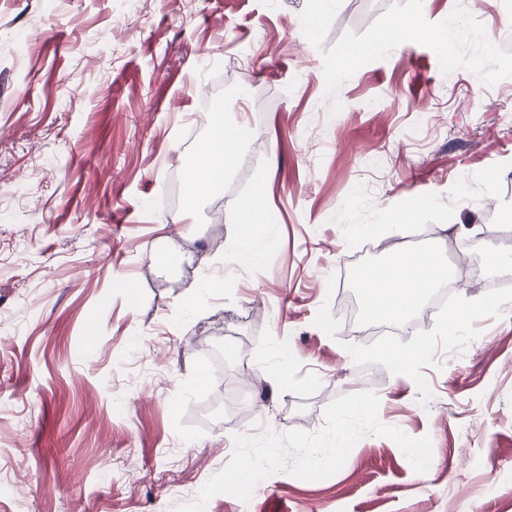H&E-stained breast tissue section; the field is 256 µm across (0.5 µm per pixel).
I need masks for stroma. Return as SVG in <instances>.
Instances as JSON below:
<instances>
[{
  "label": "stroma",
  "instance_id": "obj_1",
  "mask_svg": "<svg viewBox=\"0 0 512 512\" xmlns=\"http://www.w3.org/2000/svg\"><path fill=\"white\" fill-rule=\"evenodd\" d=\"M391 2L343 0L322 49ZM459 3L512 51V0H423L424 17ZM305 4L0 0V512H173L227 464L234 434L316 431L363 390L384 424L430 437L426 473L366 435L329 478L277 472L205 512H512V275L483 268L395 335L344 314L363 297L356 270L388 251H431L455 282L478 241L500 245L512 78L443 75L406 42L343 83L330 115ZM203 82L248 138L223 193L189 214L172 179L208 134ZM257 193L267 221L249 264L235 238ZM402 210L412 232L395 227ZM161 252L177 266L157 272ZM206 275L222 292L196 294ZM228 392L262 419L225 418Z\"/></svg>",
  "mask_w": 512,
  "mask_h": 512
}]
</instances>
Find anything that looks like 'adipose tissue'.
Instances as JSON below:
<instances>
[{
  "instance_id": "adipose-tissue-1",
  "label": "adipose tissue",
  "mask_w": 512,
  "mask_h": 512,
  "mask_svg": "<svg viewBox=\"0 0 512 512\" xmlns=\"http://www.w3.org/2000/svg\"><path fill=\"white\" fill-rule=\"evenodd\" d=\"M246 136V129L230 125L223 111L209 113L208 135L188 164V203L223 190ZM446 277L430 253L405 252L367 269L359 285L369 313L402 318L421 306L429 291Z\"/></svg>"
}]
</instances>
